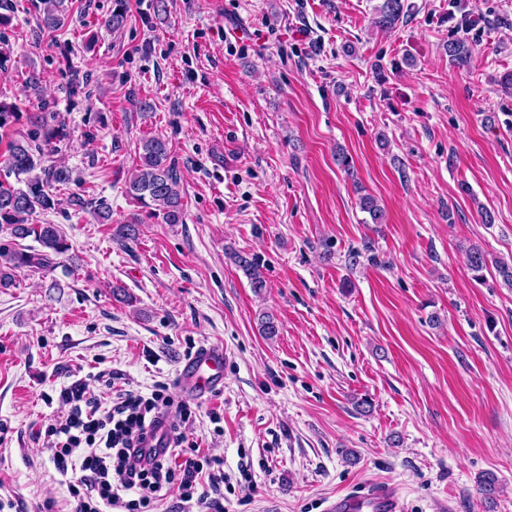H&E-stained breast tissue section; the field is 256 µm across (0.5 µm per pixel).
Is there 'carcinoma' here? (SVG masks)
Returning a JSON list of instances; mask_svg holds the SVG:
<instances>
[{
	"instance_id": "obj_1",
	"label": "carcinoma",
	"mask_w": 512,
	"mask_h": 512,
	"mask_svg": "<svg viewBox=\"0 0 512 512\" xmlns=\"http://www.w3.org/2000/svg\"><path fill=\"white\" fill-rule=\"evenodd\" d=\"M405 17V0H382L376 8L375 25L382 30L393 29ZM61 21V0H44L43 27L56 30ZM126 21L127 0H113L106 24L119 29ZM446 52L453 65L459 68L469 65L472 50L465 42L455 39L448 41ZM24 88L29 96L41 99L42 77L37 70L32 68L26 73ZM66 136L63 125H49L41 121L30 139L13 141L9 145L5 165L15 175L17 184L0 181V288L13 287L19 270H53L58 265V258L70 250L59 225L34 223V215L56 207L53 185H65L71 180L68 168L42 165L44 152L53 150ZM139 159L136 173L126 180V195L151 209L152 214L162 217L166 224L183 223L180 177L171 159L168 142L160 137L143 140ZM358 204L360 210L369 214L372 223L379 224L384 219V210L373 196H360ZM70 205L78 211L92 210L101 223L111 220L109 206L102 199L93 201L77 194L71 197ZM28 237L34 238L40 249L19 247L16 240ZM231 258L246 274L255 293L260 294L267 288L266 280L253 258L238 252L232 253ZM467 262L469 269L477 274L486 268L485 254L476 246L468 250ZM478 491L485 500L493 501L497 492V477L492 473L479 477Z\"/></svg>"
}]
</instances>
